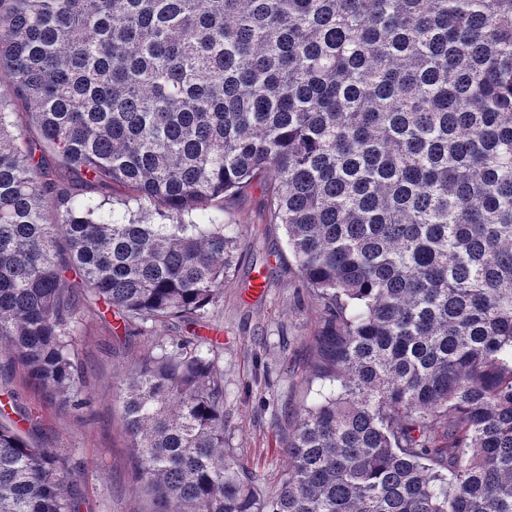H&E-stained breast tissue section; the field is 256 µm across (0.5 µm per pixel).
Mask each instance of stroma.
Masks as SVG:
<instances>
[{"mask_svg":"<svg viewBox=\"0 0 512 512\" xmlns=\"http://www.w3.org/2000/svg\"><path fill=\"white\" fill-rule=\"evenodd\" d=\"M224 221L239 225L241 246L223 296L205 317L204 334L220 348L228 445L269 498L287 465L291 425L284 411L298 409L319 388L312 366L323 314L302 285L283 225L268 223L260 193L228 205ZM80 314L78 363L89 406L60 410L15 366L0 372L5 417L33 411L35 442L75 465L82 512H155L153 499L132 486L127 436L112 392L132 359L170 337L193 335L195 328L173 321L128 336L105 304L84 302Z\"/></svg>","mask_w":512,"mask_h":512,"instance_id":"stroma-1","label":"stroma"}]
</instances>
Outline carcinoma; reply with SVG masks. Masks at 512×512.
Returning a JSON list of instances; mask_svg holds the SVG:
<instances>
[{"label": "carcinoma", "instance_id": "cac0c4a2", "mask_svg": "<svg viewBox=\"0 0 512 512\" xmlns=\"http://www.w3.org/2000/svg\"><path fill=\"white\" fill-rule=\"evenodd\" d=\"M0 354L64 410L78 300L198 325L259 187L325 313L275 496L224 441L213 341L115 395L158 512H512V0H0ZM159 221L59 185L16 128ZM79 272L68 283L65 272ZM0 424V512H79Z\"/></svg>", "mask_w": 512, "mask_h": 512}]
</instances>
